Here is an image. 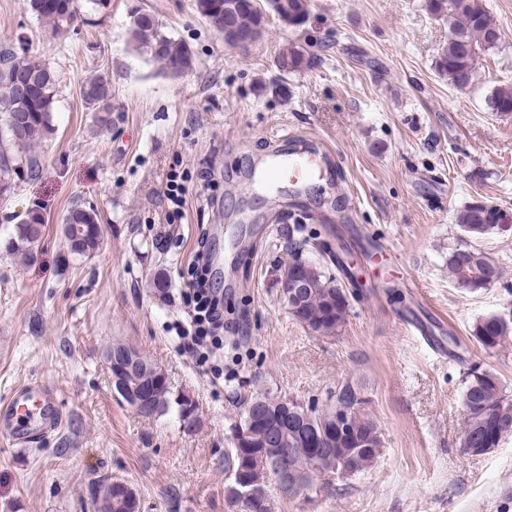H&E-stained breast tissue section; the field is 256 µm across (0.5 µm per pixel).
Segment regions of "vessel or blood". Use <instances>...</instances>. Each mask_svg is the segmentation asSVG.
<instances>
[{
  "instance_id": "b4317fda",
  "label": "vessel or blood",
  "mask_w": 512,
  "mask_h": 512,
  "mask_svg": "<svg viewBox=\"0 0 512 512\" xmlns=\"http://www.w3.org/2000/svg\"><path fill=\"white\" fill-rule=\"evenodd\" d=\"M257 181L269 189L331 184L335 181V169L327 163L326 153L321 149L275 151L261 162ZM0 419L10 422L7 436L13 445H32L37 437L54 432L61 422L54 389L32 382L17 387L11 404L0 410Z\"/></svg>"
}]
</instances>
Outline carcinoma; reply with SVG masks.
<instances>
[{
    "mask_svg": "<svg viewBox=\"0 0 512 512\" xmlns=\"http://www.w3.org/2000/svg\"><path fill=\"white\" fill-rule=\"evenodd\" d=\"M31 10L55 28L66 27L79 9L78 0H29ZM195 11L224 35V44L236 48L240 44L256 42L265 29L267 12L292 28L306 22L311 0H194ZM427 10L448 21V45L437 60V68L448 82L459 86L462 80H472L480 53L494 48L502 38V31L484 8L481 0H426ZM135 51L159 63L167 72L183 74L192 69L194 57L182 40L165 34L150 13L138 11L129 30ZM312 56L297 46L282 51L276 61L280 75L285 76L311 65ZM56 82L53 73L44 65L21 58L13 50L0 49V120L20 117L24 121L21 135H5L0 142V159L9 156L25 163L29 175L39 168L34 146L50 128V114L56 100ZM85 107L91 112L111 111V86L106 78L91 75L80 87ZM493 112L512 114V87L495 89L487 99ZM45 219L37 208L27 210L15 225L12 245L24 257L32 256L27 247L37 241ZM456 223L473 238H479L505 224H512V213L484 202H473L456 214ZM64 224L83 228L81 238L68 245L77 255H91L101 246L103 234L97 213L78 204L70 208ZM448 272L457 284L468 290L486 287L500 277V270L489 263L476 249H456L448 255ZM300 278L308 283L301 305L290 313L313 332L323 337L336 335L345 323L350 303L343 296V288L335 277L321 267L299 257L284 265L281 283ZM498 317L488 316L478 321L472 336L485 350L503 346L509 338L506 328L497 324ZM115 356L127 351L133 356L132 370L125 373L126 389L146 385L149 401L144 415L166 412L171 404L180 408L181 417L188 419L194 413L193 400L186 396L173 397L165 372L137 349L124 343L112 344ZM346 403L352 408L348 429L336 431V404ZM365 400L351 385H345L325 408L296 403L297 414L285 409L284 399L257 394L246 402L242 422L232 440L231 460L228 462L230 481L227 497L237 503L238 488L243 485L269 488L279 483V474L306 478L305 487L343 467L347 474L356 475L374 463L382 448V436L376 421L364 407ZM464 432L468 433L474 454L481 455L496 448L501 442L497 435L484 434L487 418L493 417L512 434V399L505 394L499 377L479 367L466 373L463 394ZM288 425V445L285 448H266L264 440L271 427ZM136 497L129 484L103 483L99 491V512H124L126 498Z\"/></svg>",
    "mask_w": 512,
    "mask_h": 512,
    "instance_id": "obj_1",
    "label": "carcinoma"
}]
</instances>
